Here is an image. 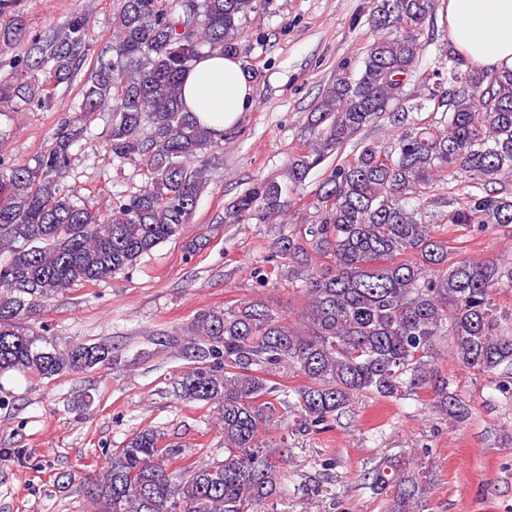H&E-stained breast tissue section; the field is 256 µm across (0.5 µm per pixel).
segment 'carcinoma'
I'll use <instances>...</instances> for the list:
<instances>
[{
	"label": "carcinoma",
	"instance_id": "carcinoma-1",
	"mask_svg": "<svg viewBox=\"0 0 512 512\" xmlns=\"http://www.w3.org/2000/svg\"><path fill=\"white\" fill-rule=\"evenodd\" d=\"M274 0H123L112 18V58L99 59L82 86L78 113L63 118L35 165L0 161V375L38 379L117 360L107 343L40 344L25 326L37 307L77 284L129 270L181 234L207 188L218 139L179 102L181 79L202 48L243 53L245 22ZM437 0H373L371 41L359 74L343 67L308 119L311 139L291 154L283 180L264 179L225 211L224 222L284 217L290 190L384 113L398 128L328 170L301 224H281L271 243L288 284L302 298L294 315L255 296L204 310L184 327L151 338L191 362L174 396L213 409L224 460L172 467L179 449L143 425L108 455L86 487L89 512H253L288 494L281 464L288 437L328 430L351 397L399 400L420 392L462 422L468 404L437 365L450 342L459 366L512 382V323L495 294L512 288V260H451L438 225H512V196L488 189L512 174V70L487 73L453 51L438 60L428 100L439 120L418 122L400 107L426 49ZM89 44L84 16L33 43L19 60L45 79L0 82V116L21 104H51ZM112 113V160L145 169L149 186L105 211L87 208L63 186L70 150L92 116ZM480 189L450 211L433 194L441 178ZM415 205H410V201ZM298 378L287 386L285 379ZM374 493L395 492V512H411L427 482L400 460L364 470Z\"/></svg>",
	"mask_w": 512,
	"mask_h": 512
}]
</instances>
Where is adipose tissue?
<instances>
[{
  "label": "adipose tissue",
  "instance_id": "adipose-tissue-1",
  "mask_svg": "<svg viewBox=\"0 0 512 512\" xmlns=\"http://www.w3.org/2000/svg\"><path fill=\"white\" fill-rule=\"evenodd\" d=\"M448 33L471 64L512 70V0H442ZM182 103L214 136L237 125L253 105V88L240 59L206 54L185 74Z\"/></svg>",
  "mask_w": 512,
  "mask_h": 512
}]
</instances>
